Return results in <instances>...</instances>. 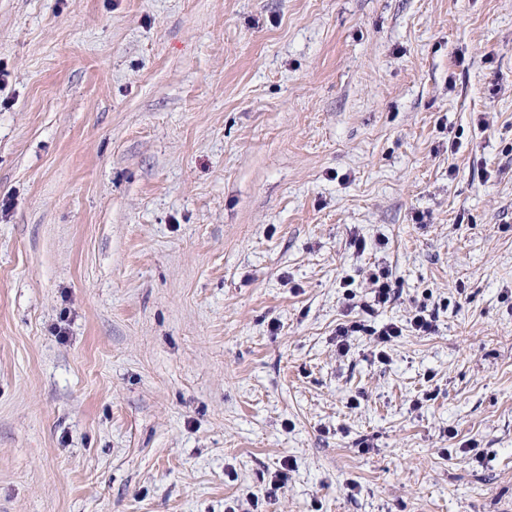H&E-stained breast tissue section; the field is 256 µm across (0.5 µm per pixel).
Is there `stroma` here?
Listing matches in <instances>:
<instances>
[{
    "mask_svg": "<svg viewBox=\"0 0 512 512\" xmlns=\"http://www.w3.org/2000/svg\"><path fill=\"white\" fill-rule=\"evenodd\" d=\"M0 512H512V0H0ZM373 302L375 306H384L392 300L393 287L389 274L386 271L372 273L370 276ZM365 332L369 336H374L376 347H380L379 355L380 358L385 357V350L395 338L402 335L403 328L397 323H387L379 329L366 326L360 321H354L349 324H343L338 326L336 329V339L339 350L343 353L348 350V336H353L354 333Z\"/></svg>",
    "mask_w": 512,
    "mask_h": 512,
    "instance_id": "stroma-1",
    "label": "stroma"
}]
</instances>
